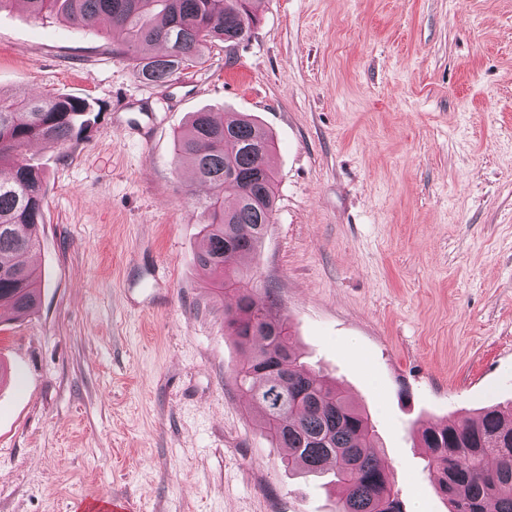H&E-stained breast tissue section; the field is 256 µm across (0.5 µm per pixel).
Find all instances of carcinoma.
I'll return each mask as SVG.
<instances>
[{"label": "carcinoma", "instance_id": "obj_1", "mask_svg": "<svg viewBox=\"0 0 512 512\" xmlns=\"http://www.w3.org/2000/svg\"><path fill=\"white\" fill-rule=\"evenodd\" d=\"M21 2L36 18L54 15L76 28L107 19V51L133 59L151 83L202 64L216 41L244 40L239 13L250 14L249 0ZM92 111L88 99L74 95H0V314L26 316L40 300L41 276L28 255L43 221V177L24 149L33 141L65 145L88 128ZM273 150L272 136L249 119L203 110L175 138L176 162L210 187L200 202L196 260L211 276V288L233 299L224 309V330L247 353L235 381L260 410L256 426L286 450L288 473H332L336 512H403L378 455L371 414L301 361L288 317L273 311L270 293H257L255 273L243 264L260 248L275 211ZM420 440L448 512H512V405L433 424Z\"/></svg>", "mask_w": 512, "mask_h": 512}]
</instances>
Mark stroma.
<instances>
[{"label": "stroma", "instance_id": "obj_1", "mask_svg": "<svg viewBox=\"0 0 512 512\" xmlns=\"http://www.w3.org/2000/svg\"><path fill=\"white\" fill-rule=\"evenodd\" d=\"M256 23L164 84L78 30L0 9V92L99 111L44 175L41 304L0 324V512H336L257 428L196 261L191 112L271 132L249 266L303 361L370 412L406 512H448L415 430L512 403V0H251ZM167 281L146 289L156 264Z\"/></svg>", "mask_w": 512, "mask_h": 512}]
</instances>
